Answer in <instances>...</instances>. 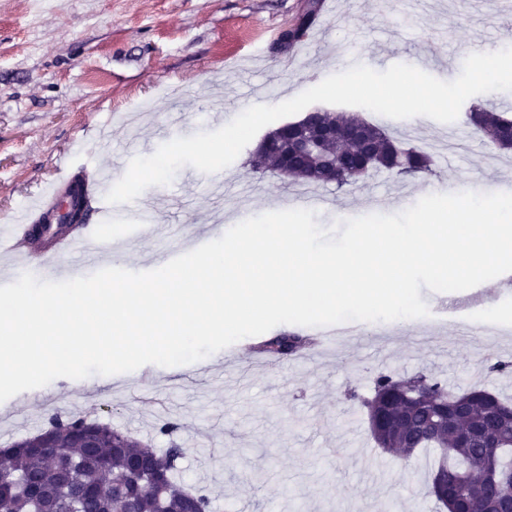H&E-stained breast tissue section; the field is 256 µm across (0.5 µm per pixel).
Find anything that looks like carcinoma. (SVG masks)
<instances>
[{"mask_svg": "<svg viewBox=\"0 0 512 512\" xmlns=\"http://www.w3.org/2000/svg\"><path fill=\"white\" fill-rule=\"evenodd\" d=\"M317 5H309L293 28V44L307 35L317 20ZM307 117L285 123L268 133L291 139L303 135ZM313 122L331 129V141L305 156L296 179L305 185L333 184L341 190L375 172L399 177L433 172L432 156L376 124L346 112H319ZM464 123L499 150L512 149V117L481 103L472 105ZM246 166L264 175L279 169L280 160L262 147L248 153ZM307 339L275 336L261 343L277 359L298 353ZM512 402L485 389L455 392L429 372L401 377L380 373L373 396L360 400L376 445L408 461L422 448L441 451L428 494L463 512H487L489 494L512 485V421L500 406ZM98 429L94 448H78L80 433ZM482 429L487 438L468 447L461 429ZM44 447L0 448V501L9 512H39L38 492L53 494L57 512H210V498L181 486L176 478L182 448L172 440L159 453L141 446L127 434L82 416L49 417Z\"/></svg>", "mask_w": 512, "mask_h": 512, "instance_id": "cac0c4a2", "label": "carcinoma"}]
</instances>
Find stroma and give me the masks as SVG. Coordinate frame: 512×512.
<instances>
[{
    "label": "stroma",
    "mask_w": 512,
    "mask_h": 512,
    "mask_svg": "<svg viewBox=\"0 0 512 512\" xmlns=\"http://www.w3.org/2000/svg\"><path fill=\"white\" fill-rule=\"evenodd\" d=\"M308 0H0V222L29 212L60 167L82 177L95 204V172L126 171L168 141L215 130V113L291 99L330 75L363 64L382 71L409 64L455 80L476 52L512 46V19L489 0H331L294 48L274 53ZM261 88L262 99L251 95ZM364 119L435 157L432 174L381 173L356 189L319 187L325 228L363 215L397 214L432 193L512 188V151L484 143L463 120ZM306 192L294 180L249 173L242 160L205 174L181 168L118 211L115 236L128 235L149 209L169 235L128 244L113 266L151 270L160 252L204 233L218 239L228 220L296 208ZM491 317L459 335V305L470 291L433 292L439 316L368 326L362 337L319 357L300 352L235 379V364L215 377L184 366L59 378L56 386L0 402V448L39 431L54 413L87 414L151 442H178V477L205 489L213 512H436L426 486L435 450L406 462L376 448L365 413L347 398H368L379 373L427 371L461 392L485 388L512 397V272L479 284ZM177 420L175 437L158 434Z\"/></svg>",
    "instance_id": "obj_1"
}]
</instances>
